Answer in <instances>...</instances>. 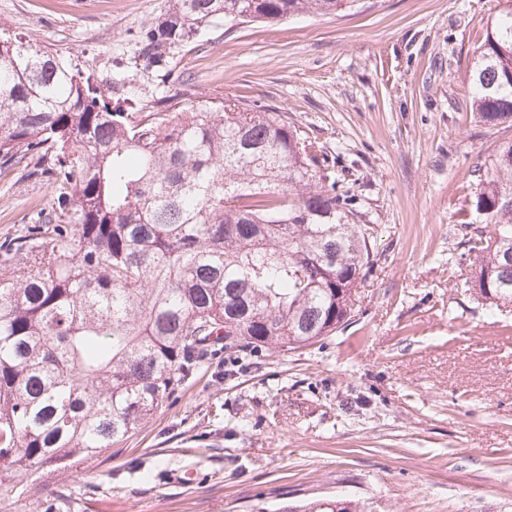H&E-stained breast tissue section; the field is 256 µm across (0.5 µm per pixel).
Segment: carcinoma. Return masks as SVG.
Segmentation results:
<instances>
[{
  "instance_id": "obj_1",
  "label": "carcinoma",
  "mask_w": 512,
  "mask_h": 512,
  "mask_svg": "<svg viewBox=\"0 0 512 512\" xmlns=\"http://www.w3.org/2000/svg\"><path fill=\"white\" fill-rule=\"evenodd\" d=\"M355 0H170L135 65L168 73L226 23ZM475 114L512 126V10L472 73ZM113 98L95 73L0 28V163L49 177L52 204L0 243V510L29 471L66 472L131 435L215 345L312 346L347 327L375 229L316 139L270 105ZM492 224L465 240L470 290L512 303V141L477 169ZM283 512H366L324 497Z\"/></svg>"
}]
</instances>
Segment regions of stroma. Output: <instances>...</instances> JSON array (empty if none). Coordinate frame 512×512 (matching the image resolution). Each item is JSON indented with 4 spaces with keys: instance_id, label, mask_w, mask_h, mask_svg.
Returning <instances> with one entry per match:
<instances>
[{
    "instance_id": "1",
    "label": "stroma",
    "mask_w": 512,
    "mask_h": 512,
    "mask_svg": "<svg viewBox=\"0 0 512 512\" xmlns=\"http://www.w3.org/2000/svg\"><path fill=\"white\" fill-rule=\"evenodd\" d=\"M168 0H0V27L120 94L272 104L346 167L375 265L355 321L300 350L213 348L143 427L77 475L32 472L12 512H279L341 496L373 512H512V304L468 289L475 171L512 128L471 111L475 51L512 0H358L215 30L165 81L133 64ZM0 174V240L49 209ZM194 467V482L171 483Z\"/></svg>"
}]
</instances>
